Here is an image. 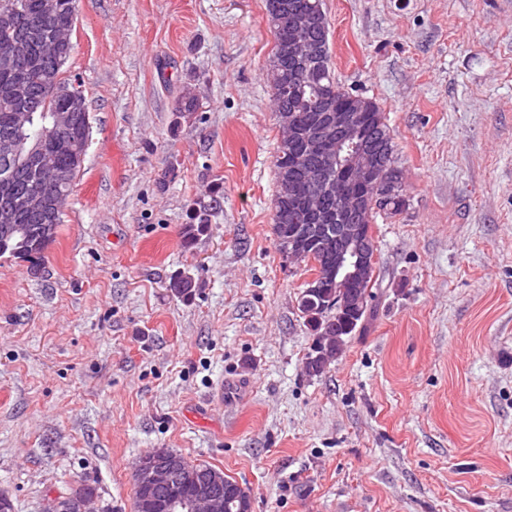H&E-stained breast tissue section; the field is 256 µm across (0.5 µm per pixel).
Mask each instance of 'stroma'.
I'll return each instance as SVG.
<instances>
[{
  "mask_svg": "<svg viewBox=\"0 0 512 512\" xmlns=\"http://www.w3.org/2000/svg\"><path fill=\"white\" fill-rule=\"evenodd\" d=\"M336 80L385 113L407 205L375 314L322 375L272 231L266 0H77L91 116L44 265L0 257V494L131 512L168 448L253 512H512V0H323ZM194 88L199 107L180 118ZM224 196L184 248L190 204ZM200 286L174 297L171 276ZM84 490L80 491L76 486L66 496H59L53 502V511L55 512H100L102 507H93L96 498L95 490L90 485L83 484ZM90 493V494H88Z\"/></svg>",
  "mask_w": 512,
  "mask_h": 512,
  "instance_id": "stroma-1",
  "label": "stroma"
}]
</instances>
